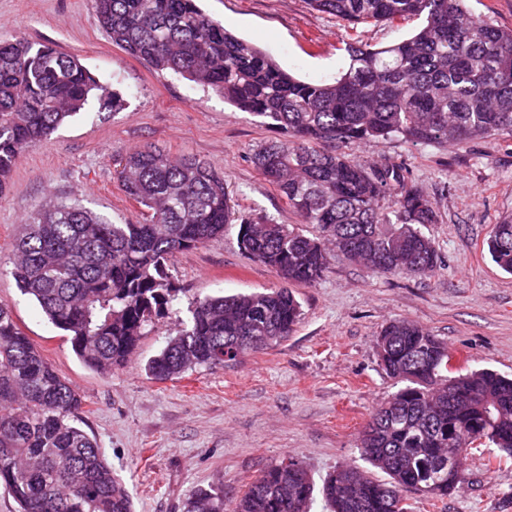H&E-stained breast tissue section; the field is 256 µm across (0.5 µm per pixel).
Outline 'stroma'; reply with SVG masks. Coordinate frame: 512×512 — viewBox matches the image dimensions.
Here are the masks:
<instances>
[{
    "mask_svg": "<svg viewBox=\"0 0 512 512\" xmlns=\"http://www.w3.org/2000/svg\"><path fill=\"white\" fill-rule=\"evenodd\" d=\"M199 6L305 80L336 77L347 63L346 43L383 47L419 25L408 19L352 29L306 0H200ZM19 37L77 57L124 99L104 112L89 102L16 157L0 195V306L85 400L84 428L133 512H186L191 497L217 486L224 489L225 512H232L245 484L283 460L300 461L318 485L358 462L356 444L371 413L399 389L374 347L390 321L414 322L444 340L459 372L512 375V275L497 268L486 248L494 224L512 213V139L499 136L476 139L465 150L399 137L345 149L366 164L404 166L428 194L437 221L425 232L441 257L433 277L373 273L333 255L314 285L294 284L302 316L287 340L234 366L201 368L180 380L150 378L145 365L181 328L187 302L280 285L273 269L240 249L231 224L223 236L173 257L170 274L185 302L142 337L125 367L85 366L10 273L12 243L37 205L77 200L116 222L144 223L114 161L155 146L215 168L242 216L278 224L299 218L248 160L274 131L219 92L155 70L112 44L94 0H0V41ZM409 502L412 512H512V460L492 466L486 455L469 454L457 491L436 504L414 493Z\"/></svg>",
    "mask_w": 512,
    "mask_h": 512,
    "instance_id": "35a3bbf8",
    "label": "stroma"
}]
</instances>
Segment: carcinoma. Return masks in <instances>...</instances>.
<instances>
[{"label":"carcinoma","mask_w":512,"mask_h":512,"mask_svg":"<svg viewBox=\"0 0 512 512\" xmlns=\"http://www.w3.org/2000/svg\"><path fill=\"white\" fill-rule=\"evenodd\" d=\"M348 27L422 19L409 39L383 48L346 45L332 81L300 80L205 14L195 0H95L112 43L161 71L212 87L237 109L287 135L250 154L316 234L263 217L239 223L238 243L286 283L313 285L331 252L379 273L431 277L441 258L421 226L436 223L422 188L399 166H368L325 144L400 137L465 148L512 138V29L474 14L466 0H308ZM96 99L122 105L78 59L26 38L0 41V193L17 154L35 147ZM123 192L149 212L116 224L78 202L38 206L13 244L11 274L75 355L96 371L125 366L141 338L180 304L175 254L224 234L235 221L224 177L192 156L155 147L116 160ZM488 252L512 274V214L494 225ZM183 328L147 365L155 379L239 363L287 339L302 315L292 289L196 299ZM381 367L403 384L375 410L358 448L367 466L323 480L328 512H411L404 493L441 501L462 481L436 470L450 448L512 458V378L489 369L450 375L448 345L409 321L382 327ZM82 397L0 306V484L18 512H132L96 440ZM379 471L387 476L381 481ZM305 467L276 464L252 479L234 512H309ZM187 512H224V491H201Z\"/></svg>","instance_id":"obj_1"}]
</instances>
